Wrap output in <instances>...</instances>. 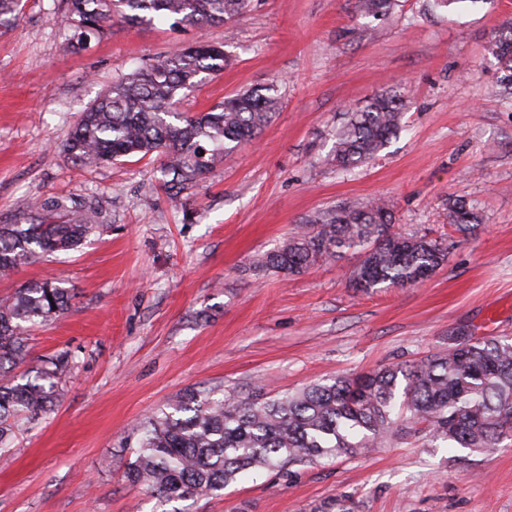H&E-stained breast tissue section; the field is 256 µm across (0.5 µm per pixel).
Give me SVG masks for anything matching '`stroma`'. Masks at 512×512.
<instances>
[{"mask_svg": "<svg viewBox=\"0 0 512 512\" xmlns=\"http://www.w3.org/2000/svg\"><path fill=\"white\" fill-rule=\"evenodd\" d=\"M66 0H24L0 34V224L37 201L95 195L104 227L77 250L0 279V300L30 280L65 279L71 309L33 327L14 372L68 353L49 413L21 420L0 454V512H311L348 495L358 512H512V441L482 455L403 429L383 449L238 480L223 495L167 501L125 473L138 426L187 391L244 398L340 375L412 366L453 336L512 337V101L486 52L512 0L443 9L400 0L380 19L356 0H250L227 27L114 24L81 52L56 17ZM232 60L188 93L204 111L279 81L281 103L255 143L224 155L172 201L157 157L72 163L80 113L122 73L199 37ZM380 92L401 97L404 130L367 164L327 166L333 135ZM475 204L461 235L448 198ZM382 198L394 232L444 238L448 261L422 283L362 293L342 249L303 273L257 261L322 213Z\"/></svg>", "mask_w": 512, "mask_h": 512, "instance_id": "obj_1", "label": "stroma"}]
</instances>
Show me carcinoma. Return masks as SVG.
Returning a JSON list of instances; mask_svg holds the SVG:
<instances>
[{
	"label": "carcinoma",
	"instance_id": "obj_1",
	"mask_svg": "<svg viewBox=\"0 0 512 512\" xmlns=\"http://www.w3.org/2000/svg\"><path fill=\"white\" fill-rule=\"evenodd\" d=\"M63 28L73 32L68 48L79 51L112 27L173 20L204 28L230 24L248 0H68ZM397 0H356L365 17H380ZM22 0H0V30L22 15ZM512 23L497 33L490 53L512 90ZM223 46L200 39L112 83L84 112L64 153L74 163H105L156 155L164 189L176 200L203 180L223 154L254 140L279 104L275 84L249 88L204 112H177L173 104L207 76L224 70ZM404 104L378 93L336 130L326 163L350 170L371 159L400 132ZM448 216L462 235L479 224L473 207L448 197ZM101 226L95 198L58 199L32 205L23 224H0V276L39 258L78 249ZM362 252L351 283L359 291L415 285L448 259L442 239L405 237L392 231V212L383 201L346 203L287 237L257 266L299 274L335 256L340 248ZM74 294L63 281H30L0 302V447L10 444L22 416L47 413L57 399L68 356L49 361L37 375L1 380L26 357L24 332L67 311ZM425 423L436 440L490 454L512 440V338L453 336L448 348L419 364L381 368L357 377H338L275 396L242 400L212 392L186 394L150 415L127 480L159 497L183 500L224 491L251 471H282L324 458L366 454L408 425ZM314 512H355L339 496Z\"/></svg>",
	"mask_w": 512,
	"mask_h": 512
}]
</instances>
